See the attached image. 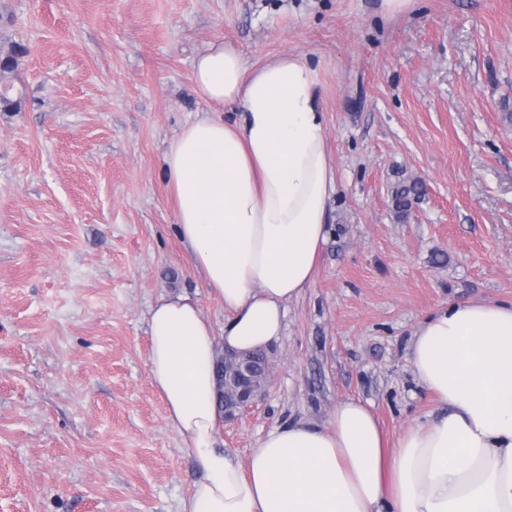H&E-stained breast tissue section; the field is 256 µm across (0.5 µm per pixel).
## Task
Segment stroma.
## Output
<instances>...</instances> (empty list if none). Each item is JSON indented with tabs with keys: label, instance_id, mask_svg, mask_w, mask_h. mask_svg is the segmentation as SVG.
<instances>
[{
	"label": "stroma",
	"instance_id": "35a3bbf8",
	"mask_svg": "<svg viewBox=\"0 0 512 512\" xmlns=\"http://www.w3.org/2000/svg\"><path fill=\"white\" fill-rule=\"evenodd\" d=\"M216 41L318 66L337 183L268 393L217 447L247 459L348 398L397 438L441 412L406 359L418 322L512 301V0H0V47L27 49L0 110V512H181L200 477L150 384L147 322L183 292L224 322L161 172L219 109L193 83ZM403 179L426 191L400 216Z\"/></svg>",
	"mask_w": 512,
	"mask_h": 512
}]
</instances>
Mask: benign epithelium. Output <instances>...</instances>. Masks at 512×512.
Listing matches in <instances>:
<instances>
[{
    "label": "benign epithelium",
    "mask_w": 512,
    "mask_h": 512,
    "mask_svg": "<svg viewBox=\"0 0 512 512\" xmlns=\"http://www.w3.org/2000/svg\"><path fill=\"white\" fill-rule=\"evenodd\" d=\"M223 363L224 420L234 421L264 399L271 384L272 364L267 358L259 367L255 354L230 350L224 351Z\"/></svg>",
    "instance_id": "1"
}]
</instances>
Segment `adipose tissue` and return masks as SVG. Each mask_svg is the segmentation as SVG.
I'll use <instances>...</instances> for the list:
<instances>
[{
	"mask_svg": "<svg viewBox=\"0 0 512 512\" xmlns=\"http://www.w3.org/2000/svg\"><path fill=\"white\" fill-rule=\"evenodd\" d=\"M193 75L237 116L186 123L163 158L179 236L226 313L214 330L187 294L149 312L148 377L203 474L182 512H512V301L443 304L419 321L407 360L448 412L396 444L349 399L328 424L276 427L247 460L216 447L217 352L280 340L286 302L313 280L336 179L323 84L306 56L251 65L212 43Z\"/></svg>",
	"mask_w": 512,
	"mask_h": 512,
	"instance_id": "obj_1",
	"label": "adipose tissue"
}]
</instances>
